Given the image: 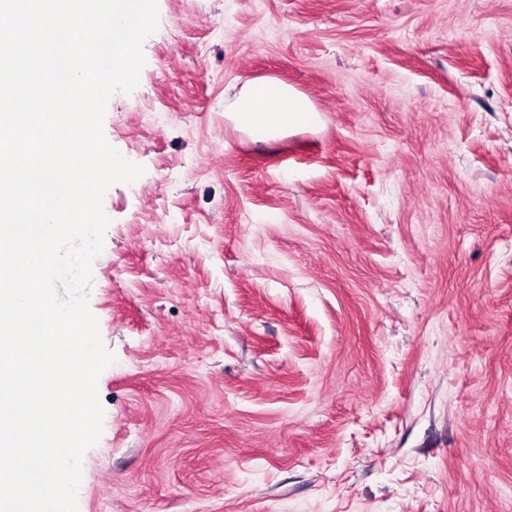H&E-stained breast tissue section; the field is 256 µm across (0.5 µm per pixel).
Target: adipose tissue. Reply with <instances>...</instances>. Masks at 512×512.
Wrapping results in <instances>:
<instances>
[{
  "label": "adipose tissue",
  "mask_w": 512,
  "mask_h": 512,
  "mask_svg": "<svg viewBox=\"0 0 512 512\" xmlns=\"http://www.w3.org/2000/svg\"><path fill=\"white\" fill-rule=\"evenodd\" d=\"M228 111L238 128L257 137L305 126L315 120L313 110L303 98L272 79L248 83L229 104Z\"/></svg>",
  "instance_id": "ef3b65f1"
}]
</instances>
